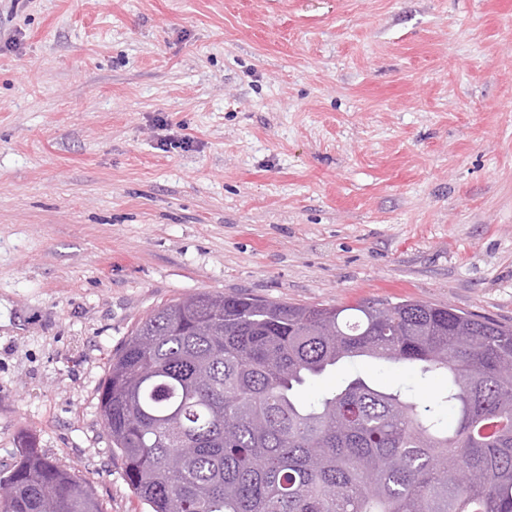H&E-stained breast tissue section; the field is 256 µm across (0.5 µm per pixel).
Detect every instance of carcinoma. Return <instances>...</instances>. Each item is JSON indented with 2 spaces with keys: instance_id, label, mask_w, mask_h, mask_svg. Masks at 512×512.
Here are the masks:
<instances>
[{
  "instance_id": "cac0c4a2",
  "label": "carcinoma",
  "mask_w": 512,
  "mask_h": 512,
  "mask_svg": "<svg viewBox=\"0 0 512 512\" xmlns=\"http://www.w3.org/2000/svg\"><path fill=\"white\" fill-rule=\"evenodd\" d=\"M361 357L448 386L421 398L355 373L300 397ZM509 364L511 325L450 306L204 291L138 324L109 362L99 414L151 512H512ZM0 512L103 506L23 438Z\"/></svg>"
}]
</instances>
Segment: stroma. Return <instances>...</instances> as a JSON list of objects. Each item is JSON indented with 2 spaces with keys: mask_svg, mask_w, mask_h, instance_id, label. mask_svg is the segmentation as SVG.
<instances>
[{
  "mask_svg": "<svg viewBox=\"0 0 512 512\" xmlns=\"http://www.w3.org/2000/svg\"><path fill=\"white\" fill-rule=\"evenodd\" d=\"M200 291L512 325V0H0V471L150 512L98 391Z\"/></svg>",
  "mask_w": 512,
  "mask_h": 512,
  "instance_id": "35a3bbf8",
  "label": "stroma"
}]
</instances>
